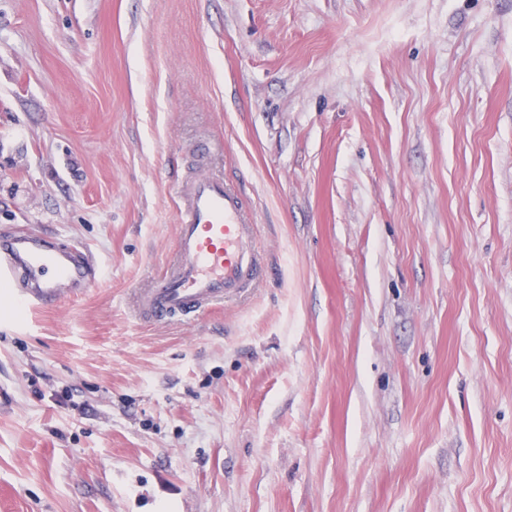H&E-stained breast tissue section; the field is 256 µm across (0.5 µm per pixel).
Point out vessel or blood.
<instances>
[{
    "instance_id": "vessel-or-blood-1",
    "label": "vessel or blood",
    "mask_w": 512,
    "mask_h": 512,
    "mask_svg": "<svg viewBox=\"0 0 512 512\" xmlns=\"http://www.w3.org/2000/svg\"><path fill=\"white\" fill-rule=\"evenodd\" d=\"M182 206L176 261L140 300L142 311L164 319L206 310L250 295L266 266L252 244L255 217L233 183L209 173L189 176ZM101 273L81 246L60 250L24 230L0 234V284L22 278L21 302L55 305L66 286H92Z\"/></svg>"
}]
</instances>
